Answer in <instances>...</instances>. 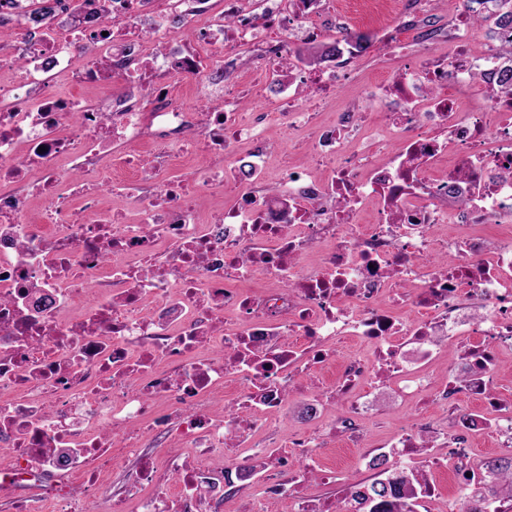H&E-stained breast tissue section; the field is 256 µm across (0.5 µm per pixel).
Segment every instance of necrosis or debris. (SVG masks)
<instances>
[{
    "mask_svg": "<svg viewBox=\"0 0 512 512\" xmlns=\"http://www.w3.org/2000/svg\"><path fill=\"white\" fill-rule=\"evenodd\" d=\"M399 5L358 4L398 62L368 88L386 120L365 153L350 140L355 108L316 124L293 106L332 100L343 78L336 61L311 70L291 52L317 37L330 0H224L219 12L211 0H59L77 21L49 27L0 0V446L14 458L0 488L50 468L83 494L20 499L14 512H83L114 447L138 455L145 433L174 453L141 457L137 492L104 512H212L244 480L255 492L239 512L278 501L354 512L292 475L308 460L310 482L335 484V467L316 463L330 446L355 449L368 470L409 460L432 502L437 475L473 473L476 435L512 449V384L498 368L512 354V235L473 230L512 223V99L498 92L493 52L472 46L465 11L446 54L411 56L386 21ZM242 44L264 45V69L240 65ZM184 83L206 109L184 100ZM239 87L276 89L287 106L247 110ZM275 124L308 127L328 175L270 174ZM243 143L244 191L211 218L200 192L223 191V162ZM195 155L214 162L167 178ZM107 193L123 208L104 205ZM258 274L267 285L250 292ZM350 342L370 355L339 360ZM442 361L439 382L428 368ZM366 379L396 402L447 407L448 432L408 423L366 449L362 423L377 406L358 389ZM226 388L230 411L209 401ZM291 393L303 401L296 433L281 448L255 445ZM337 399L343 412L326 422Z\"/></svg>",
    "mask_w": 512,
    "mask_h": 512,
    "instance_id": "necrosis-or-debris-1",
    "label": "necrosis or debris"
}]
</instances>
